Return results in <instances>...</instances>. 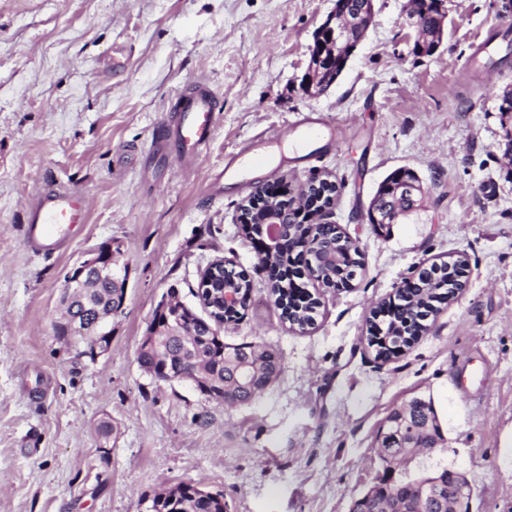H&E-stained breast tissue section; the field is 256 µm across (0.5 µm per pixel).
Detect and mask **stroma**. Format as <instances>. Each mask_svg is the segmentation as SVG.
<instances>
[{"instance_id": "1", "label": "stroma", "mask_w": 512, "mask_h": 512, "mask_svg": "<svg viewBox=\"0 0 512 512\" xmlns=\"http://www.w3.org/2000/svg\"><path fill=\"white\" fill-rule=\"evenodd\" d=\"M335 0H0V512H147L155 492L195 482L227 512H350L383 472L388 414L432 400L441 444L400 472L448 467L473 512H512V162L497 96L512 64L477 72L480 45L512 35L501 0H446L433 55L413 52L410 0H374V18L335 84L301 87L314 35ZM221 119L191 172L151 150L171 101L196 85ZM315 112L330 135L298 149L290 124ZM264 136L270 169L240 148ZM237 154L241 174L210 183ZM406 167L417 206L378 235L363 216ZM334 181L332 219L363 267L324 289L312 328L284 322L237 217L271 176ZM79 188L88 222L64 253L34 257L24 204L46 182ZM112 243L130 269L110 350L78 358L58 339L65 275ZM250 273L251 299L228 343L276 348L277 380L233 407L141 368L157 304L190 307L214 259ZM464 260L466 286L403 353L380 359L372 309L419 268ZM112 430L100 436L97 426Z\"/></svg>"}]
</instances>
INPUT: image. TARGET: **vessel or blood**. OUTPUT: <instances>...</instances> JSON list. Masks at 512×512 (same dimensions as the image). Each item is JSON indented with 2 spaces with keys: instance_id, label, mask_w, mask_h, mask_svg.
Returning <instances> with one entry per match:
<instances>
[{
  "instance_id": "1",
  "label": "vessel or blood",
  "mask_w": 512,
  "mask_h": 512,
  "mask_svg": "<svg viewBox=\"0 0 512 512\" xmlns=\"http://www.w3.org/2000/svg\"><path fill=\"white\" fill-rule=\"evenodd\" d=\"M172 111L169 126L154 139L152 147L188 169L210 143L220 119L218 106L213 92L201 87L178 95ZM322 127L321 118L310 114L298 115L292 123L307 145L317 141ZM86 222L85 198L80 189L59 182L47 184L29 198L25 207V236L31 253L42 258L63 253Z\"/></svg>"
}]
</instances>
